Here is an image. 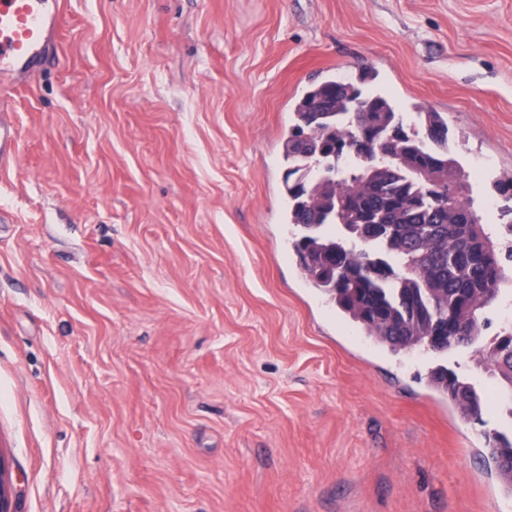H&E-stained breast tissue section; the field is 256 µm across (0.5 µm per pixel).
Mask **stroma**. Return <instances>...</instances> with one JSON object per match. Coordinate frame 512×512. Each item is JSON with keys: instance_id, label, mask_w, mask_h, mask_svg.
<instances>
[{"instance_id": "obj_1", "label": "stroma", "mask_w": 512, "mask_h": 512, "mask_svg": "<svg viewBox=\"0 0 512 512\" xmlns=\"http://www.w3.org/2000/svg\"><path fill=\"white\" fill-rule=\"evenodd\" d=\"M9 100L0 459L15 512H512L467 421L280 243L292 98L377 75L512 173V0H67Z\"/></svg>"}]
</instances>
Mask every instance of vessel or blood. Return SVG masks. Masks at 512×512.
I'll use <instances>...</instances> for the list:
<instances>
[{"label": "vessel or blood", "mask_w": 512, "mask_h": 512, "mask_svg": "<svg viewBox=\"0 0 512 512\" xmlns=\"http://www.w3.org/2000/svg\"><path fill=\"white\" fill-rule=\"evenodd\" d=\"M62 0H0V95L29 85L59 55Z\"/></svg>", "instance_id": "b4317fda"}]
</instances>
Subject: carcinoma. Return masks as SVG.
<instances>
[{"label": "carcinoma", "mask_w": 512, "mask_h": 512, "mask_svg": "<svg viewBox=\"0 0 512 512\" xmlns=\"http://www.w3.org/2000/svg\"><path fill=\"white\" fill-rule=\"evenodd\" d=\"M291 110L281 137L284 219L293 227L288 252L308 284L392 355L479 348L512 396V328L489 343L482 336L486 309L512 286V245L502 242L512 235V207L500 210L503 234L482 223L444 113L428 109L407 126L389 96L338 79L301 90ZM364 128L396 141L388 149L372 141L369 160L343 162L342 147ZM379 224L391 225V233L377 235ZM447 317L462 339L439 349ZM428 381L480 419L488 401L444 361L430 368ZM486 441V456L511 494L512 438L495 431Z\"/></svg>", "instance_id": "carcinoma-1"}]
</instances>
